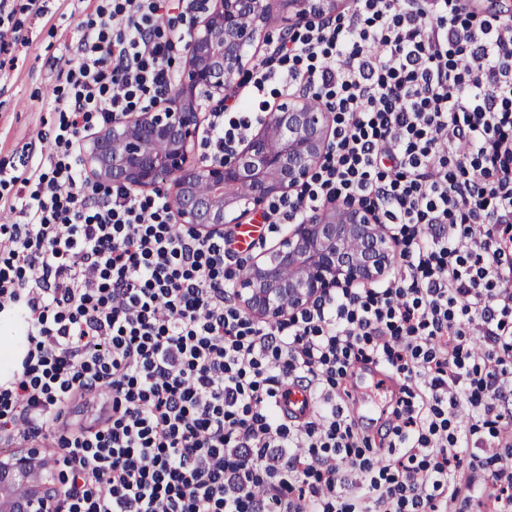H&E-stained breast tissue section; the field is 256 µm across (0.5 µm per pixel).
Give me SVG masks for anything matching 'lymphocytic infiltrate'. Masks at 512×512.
<instances>
[{"label": "lymphocytic infiltrate", "mask_w": 512, "mask_h": 512, "mask_svg": "<svg viewBox=\"0 0 512 512\" xmlns=\"http://www.w3.org/2000/svg\"><path fill=\"white\" fill-rule=\"evenodd\" d=\"M53 60V147L0 165V317L24 336L0 377V446L60 431L65 512H512V11L475 0H351L257 63L211 109L232 153L273 85L333 116L325 160L260 216L300 224L372 207L399 252L371 285L272 321L235 302L237 230L199 235L163 191L87 193L80 141L170 88L200 0H79ZM369 364L400 388L379 440L342 383ZM323 403L301 420L292 385ZM96 406L79 423L73 403ZM485 431L492 454L473 449Z\"/></svg>", "instance_id": "obj_1"}]
</instances>
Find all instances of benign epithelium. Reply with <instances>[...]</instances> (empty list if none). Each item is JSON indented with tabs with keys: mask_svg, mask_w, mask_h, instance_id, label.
<instances>
[{
	"mask_svg": "<svg viewBox=\"0 0 512 512\" xmlns=\"http://www.w3.org/2000/svg\"><path fill=\"white\" fill-rule=\"evenodd\" d=\"M349 0H214L191 32L184 73L162 101L128 112L91 137L84 161L102 183L143 190L160 175L175 177V221L199 234L240 224L251 212L288 195L321 165L332 115L313 100L292 95L272 108L242 148L224 160H193L200 129L198 97L225 95L241 83L246 48L266 37L274 6L288 26L340 14ZM391 241L375 212L330 202L314 211L267 254L252 261L236 283L253 318L274 320L316 297L388 270ZM58 485L43 474L29 448L0 461V512H57Z\"/></svg>",
	"mask_w": 512,
	"mask_h": 512,
	"instance_id": "obj_1",
	"label": "benign epithelium"
}]
</instances>
